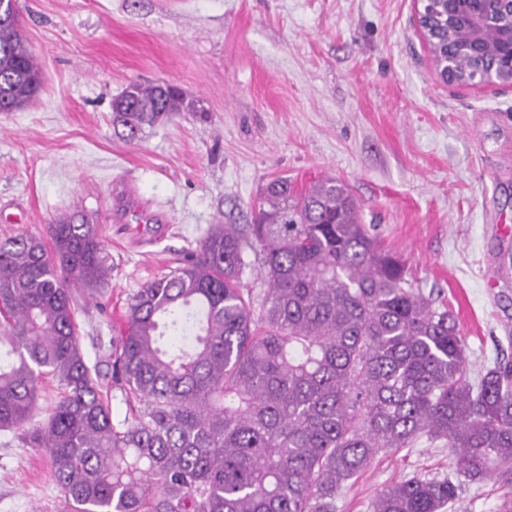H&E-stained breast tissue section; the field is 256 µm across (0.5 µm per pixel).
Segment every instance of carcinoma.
<instances>
[{
  "instance_id": "cac0c4a2",
  "label": "carcinoma",
  "mask_w": 512,
  "mask_h": 512,
  "mask_svg": "<svg viewBox=\"0 0 512 512\" xmlns=\"http://www.w3.org/2000/svg\"><path fill=\"white\" fill-rule=\"evenodd\" d=\"M40 77L5 0L0 112L26 106ZM191 111L172 85L133 82L112 101L130 142ZM49 238L0 241V430L24 426L41 380L58 381L22 436L49 451L75 512H336L380 450L422 437L455 469L387 486L370 512H445L461 476L494 479L497 512H512V354L470 372L453 313L413 286L343 183L269 181L253 223L212 225L133 297L112 380L143 409L123 430L75 321L73 289L107 275L102 244L84 215ZM247 248L265 288L257 316L240 289ZM58 382L51 377H47L41 387V396L36 409L26 428L41 425L47 418L51 408L56 403L59 396Z\"/></svg>"
}]
</instances>
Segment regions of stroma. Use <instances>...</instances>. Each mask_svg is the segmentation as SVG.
<instances>
[{"mask_svg":"<svg viewBox=\"0 0 512 512\" xmlns=\"http://www.w3.org/2000/svg\"><path fill=\"white\" fill-rule=\"evenodd\" d=\"M39 64L37 96L0 112V241L90 217L109 265L78 289L81 350L122 429L134 408L112 345L146 284L179 267L215 224L252 223L276 177H332L416 286L457 319L471 368L512 352V90L443 83L414 0H17ZM166 82L195 111L127 142L111 103ZM162 211L160 238L113 220L121 197ZM418 441L380 451L337 512H368L389 483L446 473ZM0 512H74L46 449L0 431Z\"/></svg>","mask_w":512,"mask_h":512,"instance_id":"1","label":"stroma"}]
</instances>
